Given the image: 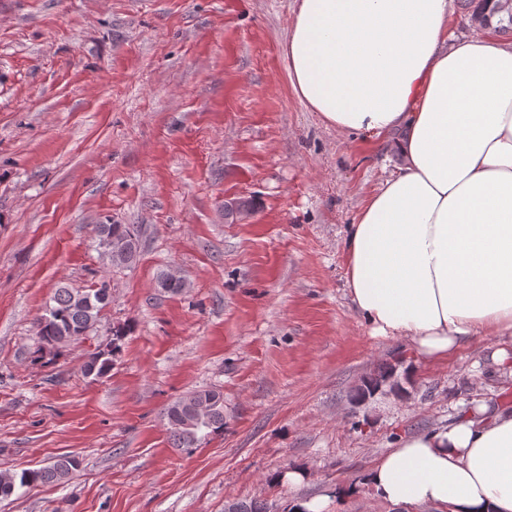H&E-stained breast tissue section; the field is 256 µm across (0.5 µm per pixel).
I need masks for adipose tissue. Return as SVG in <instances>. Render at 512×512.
I'll return each instance as SVG.
<instances>
[{
  "instance_id": "ef3b65f1",
  "label": "adipose tissue",
  "mask_w": 512,
  "mask_h": 512,
  "mask_svg": "<svg viewBox=\"0 0 512 512\" xmlns=\"http://www.w3.org/2000/svg\"><path fill=\"white\" fill-rule=\"evenodd\" d=\"M449 0H299L290 85L329 126L400 163L350 224L346 278L381 336L429 362L512 340V46L453 42ZM405 512H512V407L481 402L401 439L365 480Z\"/></svg>"
}]
</instances>
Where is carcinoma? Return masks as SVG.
Listing matches in <instances>:
<instances>
[{
  "label": "carcinoma",
  "instance_id": "1",
  "mask_svg": "<svg viewBox=\"0 0 512 512\" xmlns=\"http://www.w3.org/2000/svg\"><path fill=\"white\" fill-rule=\"evenodd\" d=\"M96 242L100 252L107 257L112 267L124 268L136 258L139 249L140 230L135 224H97ZM102 287L93 285L84 290L61 287L56 289L45 313L35 321V335L42 347L55 349L84 338L100 320V314L111 299L107 281L101 280ZM111 346L107 350L93 353L84 363L82 373L87 378L98 379L112 369V358L120 350L126 336L122 326H112ZM388 373L366 381L358 391V397L365 399L381 390ZM168 425L174 445L178 448H193L197 443L224 429V394L216 389H204L191 396L172 403L167 408ZM80 466L74 456H59L46 465L28 469L17 475L0 474V497L13 494L16 486L50 483L66 477ZM224 512H267L265 504L259 501L229 502Z\"/></svg>",
  "mask_w": 512,
  "mask_h": 512
}]
</instances>
